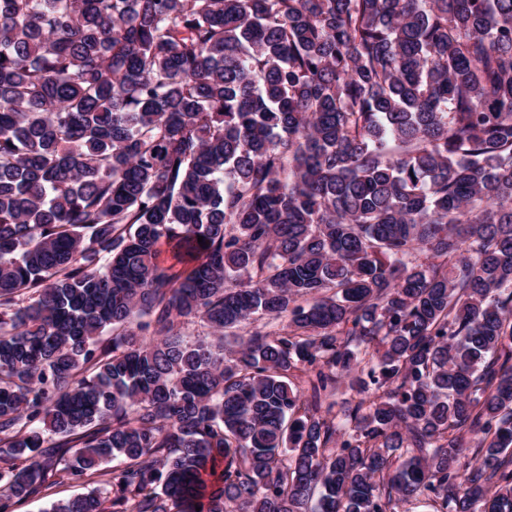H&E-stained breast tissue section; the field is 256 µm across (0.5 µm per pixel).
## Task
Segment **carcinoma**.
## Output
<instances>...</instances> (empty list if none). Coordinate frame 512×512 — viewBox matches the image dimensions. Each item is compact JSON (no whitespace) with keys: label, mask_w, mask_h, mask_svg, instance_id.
<instances>
[{"label":"carcinoma","mask_w":512,"mask_h":512,"mask_svg":"<svg viewBox=\"0 0 512 512\" xmlns=\"http://www.w3.org/2000/svg\"><path fill=\"white\" fill-rule=\"evenodd\" d=\"M64 481L512 512V0H0V512Z\"/></svg>","instance_id":"cac0c4a2"}]
</instances>
